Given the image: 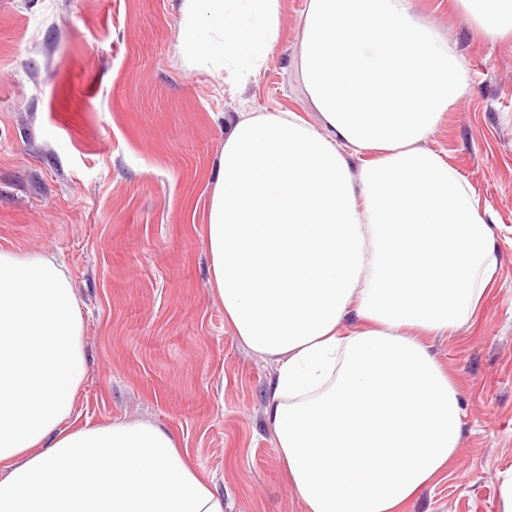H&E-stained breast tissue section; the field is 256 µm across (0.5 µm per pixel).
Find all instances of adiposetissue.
<instances>
[{"label": "adipose tissue", "mask_w": 512, "mask_h": 512, "mask_svg": "<svg viewBox=\"0 0 512 512\" xmlns=\"http://www.w3.org/2000/svg\"><path fill=\"white\" fill-rule=\"evenodd\" d=\"M495 44L512 0H455ZM279 0H182L180 49L234 81L266 67ZM301 73L322 122L242 112L206 227L224 320L274 357L266 421L304 512H402L460 450L464 407L429 352L481 308L493 217L424 142L467 85L414 0H308ZM74 288L0 250V512H224L168 430L72 424L86 374Z\"/></svg>", "instance_id": "obj_1"}]
</instances>
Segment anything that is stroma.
<instances>
[{
    "label": "stroma",
    "instance_id": "stroma-1",
    "mask_svg": "<svg viewBox=\"0 0 512 512\" xmlns=\"http://www.w3.org/2000/svg\"><path fill=\"white\" fill-rule=\"evenodd\" d=\"M308 0H281L267 67L230 84L180 52L181 0H0V248L55 257L85 319L81 424L176 435L225 512H303L265 421L279 364L224 321L205 224L239 112L319 114L297 65ZM455 42L464 94L426 145L498 226L496 283L454 336L428 341L459 388L460 451L407 512H500L512 474V41L482 42L453 0H414Z\"/></svg>",
    "mask_w": 512,
    "mask_h": 512
}]
</instances>
